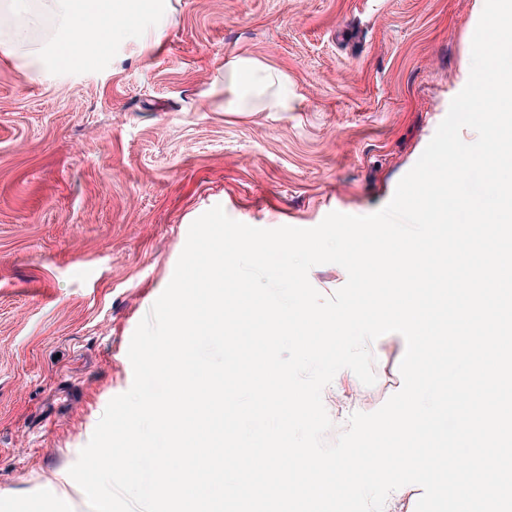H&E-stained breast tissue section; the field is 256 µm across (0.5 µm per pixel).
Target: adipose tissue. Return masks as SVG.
I'll use <instances>...</instances> for the list:
<instances>
[{
  "instance_id": "ef3b65f1",
  "label": "adipose tissue",
  "mask_w": 512,
  "mask_h": 512,
  "mask_svg": "<svg viewBox=\"0 0 512 512\" xmlns=\"http://www.w3.org/2000/svg\"><path fill=\"white\" fill-rule=\"evenodd\" d=\"M50 11L62 17L66 29L54 54L62 65L82 56L90 43L101 49L129 41L156 47L161 31L175 22L163 0H7L13 41L26 42ZM224 84L236 91L224 102L228 112H288L300 103L288 92L286 72L249 55L225 57Z\"/></svg>"
}]
</instances>
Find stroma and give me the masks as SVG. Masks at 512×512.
I'll use <instances>...</instances> for the list:
<instances>
[{"label": "stroma", "mask_w": 512, "mask_h": 512, "mask_svg": "<svg viewBox=\"0 0 512 512\" xmlns=\"http://www.w3.org/2000/svg\"><path fill=\"white\" fill-rule=\"evenodd\" d=\"M484 2L172 0L160 46L69 67L58 16L23 44L0 24V512H57L50 482L89 512L69 470L199 216L311 228L391 200L468 81ZM233 52L287 72L303 110L224 111ZM370 350L375 384L345 371L329 417L398 392L404 338Z\"/></svg>", "instance_id": "obj_1"}]
</instances>
